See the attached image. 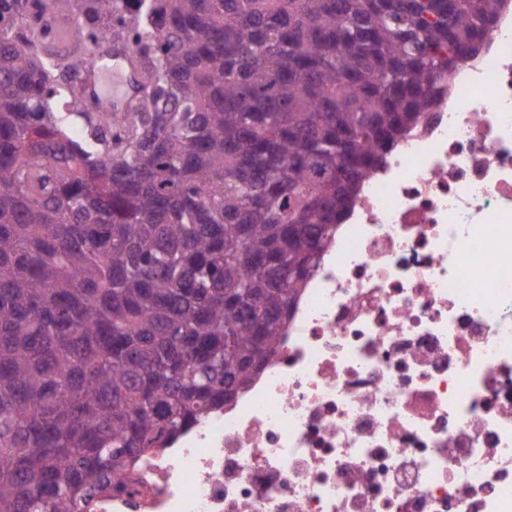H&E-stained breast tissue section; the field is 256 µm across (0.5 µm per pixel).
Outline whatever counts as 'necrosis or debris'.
Segmentation results:
<instances>
[{"instance_id":"obj_1","label":"necrosis or debris","mask_w":512,"mask_h":512,"mask_svg":"<svg viewBox=\"0 0 512 512\" xmlns=\"http://www.w3.org/2000/svg\"><path fill=\"white\" fill-rule=\"evenodd\" d=\"M96 512H512V12L364 182L276 351Z\"/></svg>"}]
</instances>
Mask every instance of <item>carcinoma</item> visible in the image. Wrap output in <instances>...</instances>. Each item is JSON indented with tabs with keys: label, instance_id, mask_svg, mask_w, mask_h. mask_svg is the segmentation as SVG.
<instances>
[{
	"label": "carcinoma",
	"instance_id": "cac0c4a2",
	"mask_svg": "<svg viewBox=\"0 0 512 512\" xmlns=\"http://www.w3.org/2000/svg\"><path fill=\"white\" fill-rule=\"evenodd\" d=\"M124 2L0 0V512H92L235 399L364 181L512 8ZM114 35L146 95L109 120L78 76Z\"/></svg>",
	"mask_w": 512,
	"mask_h": 512
}]
</instances>
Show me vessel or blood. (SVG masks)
<instances>
[{
    "label": "vessel or blood",
    "instance_id": "obj_1",
    "mask_svg": "<svg viewBox=\"0 0 512 512\" xmlns=\"http://www.w3.org/2000/svg\"><path fill=\"white\" fill-rule=\"evenodd\" d=\"M127 56L126 50L115 49L109 46L99 48L95 53V59L84 70L82 81L88 95H95L100 79L107 74L118 75L117 88L112 95L100 101L99 106L104 112L118 113L128 109L130 99L137 93V78L133 71L124 67Z\"/></svg>",
    "mask_w": 512,
    "mask_h": 512
}]
</instances>
